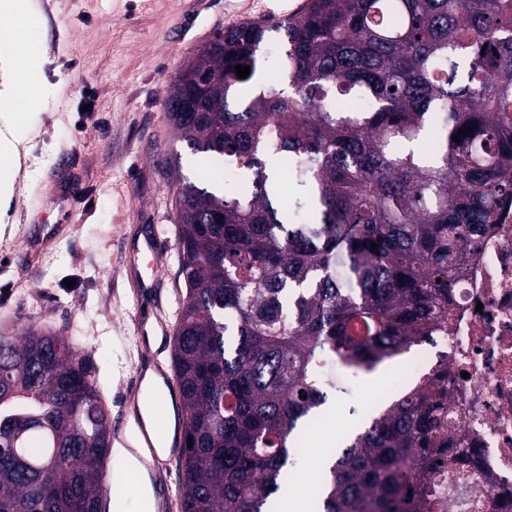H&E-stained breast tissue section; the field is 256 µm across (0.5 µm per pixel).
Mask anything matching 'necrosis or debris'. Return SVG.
Returning <instances> with one entry per match:
<instances>
[{
	"mask_svg": "<svg viewBox=\"0 0 512 512\" xmlns=\"http://www.w3.org/2000/svg\"><path fill=\"white\" fill-rule=\"evenodd\" d=\"M443 355L453 446L484 478V512H512V208L475 243L448 329L420 352L418 369Z\"/></svg>",
	"mask_w": 512,
	"mask_h": 512,
	"instance_id": "obj_1",
	"label": "necrosis or debris"
}]
</instances>
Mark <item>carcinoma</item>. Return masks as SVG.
<instances>
[{
  "label": "carcinoma",
  "mask_w": 512,
  "mask_h": 512,
  "mask_svg": "<svg viewBox=\"0 0 512 512\" xmlns=\"http://www.w3.org/2000/svg\"><path fill=\"white\" fill-rule=\"evenodd\" d=\"M169 98L207 109L170 113L196 162L174 189L180 512H274L323 365L431 342L512 204V0H304L216 33ZM449 410L443 356L330 453L320 512H438L444 487L474 508ZM110 448L67 337L0 336V512H99Z\"/></svg>",
  "instance_id": "1"
}]
</instances>
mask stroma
I'll return each mask as SVG.
<instances>
[{"instance_id":"35a3bbf8","label":"stroma","mask_w":512,"mask_h":512,"mask_svg":"<svg viewBox=\"0 0 512 512\" xmlns=\"http://www.w3.org/2000/svg\"><path fill=\"white\" fill-rule=\"evenodd\" d=\"M304 0H19V13L0 28L23 26L42 50L38 88L30 111L26 151L16 177L10 224L0 227V336L28 327L67 337L79 357L96 367L97 385L114 447L103 477V512L125 498L137 512L117 450L136 428L128 398L145 350L171 357L185 295L175 245L174 170L192 175L195 163L163 108L180 68L216 32L249 20H280ZM181 164L169 165L171 155ZM35 224L58 226L51 242L32 246ZM156 228L166 245L161 284L141 297L128 281L131 247L143 227ZM74 286H67V279ZM409 360L401 355L376 374L337 375V390L320 425L304 441L307 455L290 471L277 512H311L321 466L348 431L362 427L370 405L401 394L393 380ZM148 464L153 498L179 512L180 457L165 450Z\"/></svg>"}]
</instances>
